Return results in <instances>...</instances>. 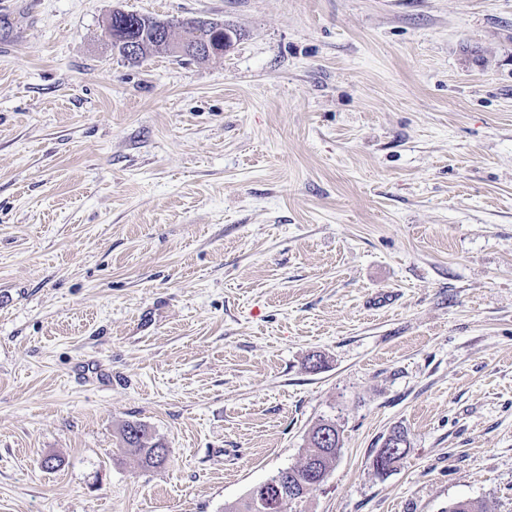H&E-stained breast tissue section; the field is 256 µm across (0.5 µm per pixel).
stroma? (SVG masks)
<instances>
[{"label":"stroma","mask_w":512,"mask_h":512,"mask_svg":"<svg viewBox=\"0 0 512 512\" xmlns=\"http://www.w3.org/2000/svg\"><path fill=\"white\" fill-rule=\"evenodd\" d=\"M323 419L293 512H512V0H0V512H224ZM120 12L124 14H129L128 12L122 11V10H113L111 15L110 22L107 23L106 26V33L108 37L112 40V46L119 51V53L123 55H129L134 56L136 55L137 48L136 46H133L132 41L125 40L117 35H115L112 31L111 33V24L112 29H117L120 33L126 32L130 36H140L142 41L144 42L141 55L139 59H145L151 55H154L156 53H167V50H169L168 44L162 43L158 40H153V34H152V24L155 20V18L145 16V15H138V14H130L129 16V24L123 19L117 20V23L115 21L112 22V16L114 13ZM135 15V16H134ZM125 25L124 27L122 25ZM136 24L137 28L136 30H132L133 26ZM193 24L197 30H192L191 37L200 44H214L216 38H218L222 33L224 34V49L225 44H229L231 41L230 35L226 32V29H224L223 24L205 23L200 21H195ZM119 438L121 447L126 448L143 467H160L168 459L165 444L156 440L141 422H125L119 431Z\"/></svg>","instance_id":"stroma-1"}]
</instances>
